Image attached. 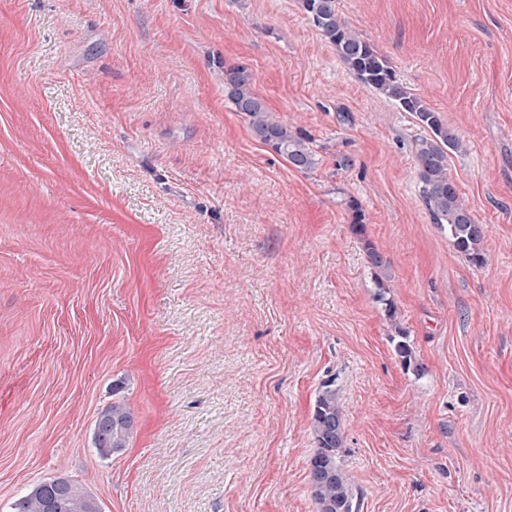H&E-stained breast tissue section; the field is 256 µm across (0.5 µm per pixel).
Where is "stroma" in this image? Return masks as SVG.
Returning <instances> with one entry per match:
<instances>
[{"instance_id":"obj_1","label":"stroma","mask_w":512,"mask_h":512,"mask_svg":"<svg viewBox=\"0 0 512 512\" xmlns=\"http://www.w3.org/2000/svg\"><path fill=\"white\" fill-rule=\"evenodd\" d=\"M339 11L464 141L483 266L420 198L424 129L301 0H0V512L56 477L103 512H318L328 383L359 512H512V0ZM232 64L314 169L253 138ZM133 417L124 404L112 403L98 416L95 432V447L102 458L126 448L133 431ZM99 429L97 430V426Z\"/></svg>"}]
</instances>
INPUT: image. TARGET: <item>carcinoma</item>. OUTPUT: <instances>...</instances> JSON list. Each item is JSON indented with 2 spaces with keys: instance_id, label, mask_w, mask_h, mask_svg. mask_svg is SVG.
Here are the masks:
<instances>
[{
  "instance_id": "1",
  "label": "carcinoma",
  "mask_w": 512,
  "mask_h": 512,
  "mask_svg": "<svg viewBox=\"0 0 512 512\" xmlns=\"http://www.w3.org/2000/svg\"><path fill=\"white\" fill-rule=\"evenodd\" d=\"M302 2L307 16L321 37L336 48L346 68L361 83L394 101L402 111L411 113L427 130L428 135L415 143L420 197L433 223L448 230V239L454 248L471 264H484L485 227L476 222L455 183L448 177V157L464 150L463 140L444 123L439 113L400 81L388 59L374 44L351 29L339 12L337 0ZM253 85V77L246 66L224 68V94L235 110L249 120L254 138L271 147L294 168L314 169L315 153L308 135L273 119ZM394 348L402 363L411 366L413 349L401 329ZM97 425V453L109 458L127 446L133 431V417L125 405L114 402L99 414ZM311 430L316 444L310 459L311 469L328 465L332 470V476L325 481L310 479L311 496L318 512H359L358 498L339 463V453L344 447L342 411L330 384L323 386L316 397ZM13 509L14 512H101V505L82 485L67 478H56L34 486L15 501Z\"/></svg>"
}]
</instances>
